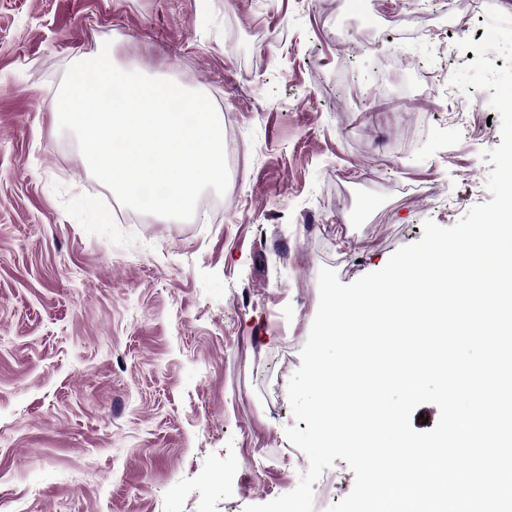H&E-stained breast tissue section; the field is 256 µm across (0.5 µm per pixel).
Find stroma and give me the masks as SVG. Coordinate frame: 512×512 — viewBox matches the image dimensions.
<instances>
[{
  "instance_id": "1",
  "label": "stroma",
  "mask_w": 512,
  "mask_h": 512,
  "mask_svg": "<svg viewBox=\"0 0 512 512\" xmlns=\"http://www.w3.org/2000/svg\"><path fill=\"white\" fill-rule=\"evenodd\" d=\"M489 7L512 16V0H0V512H244L297 486L288 383L320 269L352 283L425 220L491 199L499 114L489 91L449 90ZM388 17L381 52L336 36ZM107 40L115 64L225 111L220 210L118 219L51 112ZM354 481L335 459L313 512Z\"/></svg>"
}]
</instances>
